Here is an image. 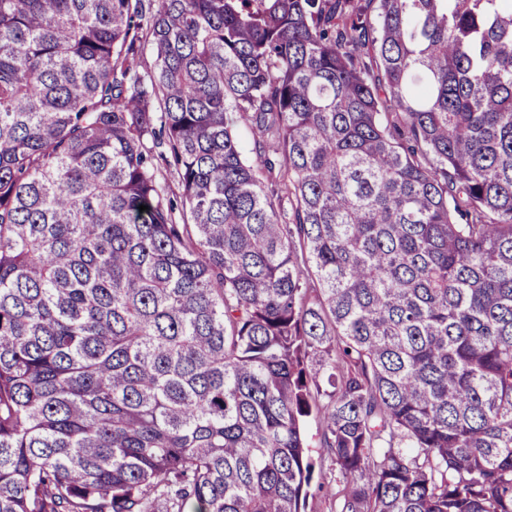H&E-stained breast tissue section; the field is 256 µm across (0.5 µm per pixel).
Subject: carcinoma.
I'll list each match as a JSON object with an SVG mask.
<instances>
[{"label": "carcinoma", "mask_w": 512, "mask_h": 512, "mask_svg": "<svg viewBox=\"0 0 512 512\" xmlns=\"http://www.w3.org/2000/svg\"><path fill=\"white\" fill-rule=\"evenodd\" d=\"M324 454L512 512V0H0V512H306Z\"/></svg>", "instance_id": "carcinoma-1"}]
</instances>
